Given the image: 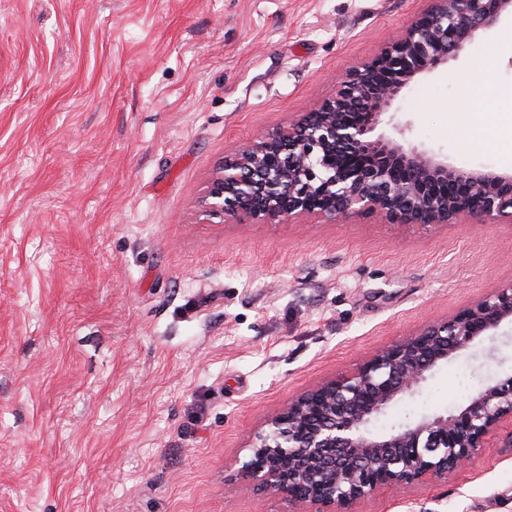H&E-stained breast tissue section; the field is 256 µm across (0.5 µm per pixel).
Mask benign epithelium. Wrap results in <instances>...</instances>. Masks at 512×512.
<instances>
[{
	"mask_svg": "<svg viewBox=\"0 0 512 512\" xmlns=\"http://www.w3.org/2000/svg\"><path fill=\"white\" fill-rule=\"evenodd\" d=\"M512 14V0H426L372 58L336 78L334 93L286 126L240 145L198 200L205 216L285 224L375 216L387 224H511L512 173L468 170L411 146L383 115L402 88ZM512 320V283L424 325L353 370L320 381L268 416L228 482L289 512H355L382 486L430 485L474 462L512 422V375L462 407L386 434L372 423L434 372Z\"/></svg>",
	"mask_w": 512,
	"mask_h": 512,
	"instance_id": "1",
	"label": "benign epithelium"
}]
</instances>
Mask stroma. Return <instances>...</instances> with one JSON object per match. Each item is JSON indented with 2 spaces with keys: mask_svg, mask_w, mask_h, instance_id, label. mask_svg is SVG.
Segmentation results:
<instances>
[{
  "mask_svg": "<svg viewBox=\"0 0 512 512\" xmlns=\"http://www.w3.org/2000/svg\"><path fill=\"white\" fill-rule=\"evenodd\" d=\"M423 6L0 0V512H286L224 480L264 419L512 283V224H234L195 207L220 158L319 104ZM389 115L458 167L512 173V18ZM511 371L506 322L375 430ZM503 439L356 510L512 512Z\"/></svg>",
  "mask_w": 512,
  "mask_h": 512,
  "instance_id": "35a3bbf8",
  "label": "stroma"
}]
</instances>
